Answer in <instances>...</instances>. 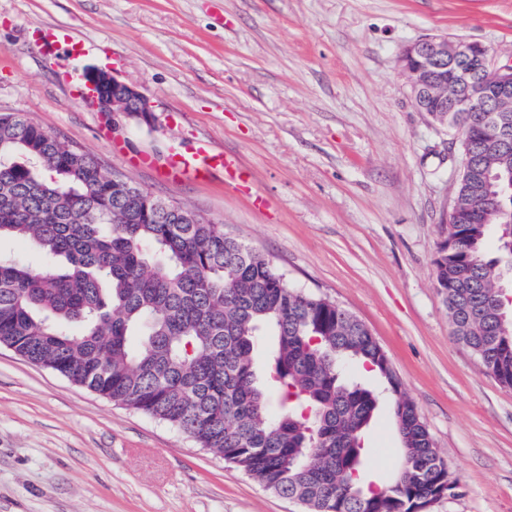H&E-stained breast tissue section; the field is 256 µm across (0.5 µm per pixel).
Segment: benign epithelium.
Here are the masks:
<instances>
[{"instance_id":"1","label":"benign epithelium","mask_w":512,"mask_h":512,"mask_svg":"<svg viewBox=\"0 0 512 512\" xmlns=\"http://www.w3.org/2000/svg\"><path fill=\"white\" fill-rule=\"evenodd\" d=\"M405 76L410 97L419 112H428L434 121L448 125V63L464 62L470 72H460L457 79L468 88L467 98L496 104L512 101V59L501 62L495 54L486 50L476 53V43L464 38L446 35L429 36L405 45L398 57ZM86 76L92 83L112 85V99L101 96L93 100L100 111L112 116V131L119 130L126 122L134 120L149 125L152 107L146 96L135 85L121 81L111 73L96 67H88ZM112 182L125 190H138L145 202V214L157 215L176 206L124 180L121 173L112 174Z\"/></svg>"}]
</instances>
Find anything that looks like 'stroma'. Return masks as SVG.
<instances>
[{"label":"stroma","instance_id":"1","mask_svg":"<svg viewBox=\"0 0 512 512\" xmlns=\"http://www.w3.org/2000/svg\"><path fill=\"white\" fill-rule=\"evenodd\" d=\"M71 28L78 61L138 88L151 126L104 140L31 33ZM444 34L512 56V0H0V110L77 143L109 172L222 223L288 287L349 311L377 340L448 466L429 512H512V388L452 334L435 260L463 155L416 111L397 57ZM205 139L247 190L164 182L130 157ZM266 200L265 209L252 205ZM372 479L400 440L388 408L366 435ZM0 512H304L166 423L0 346Z\"/></svg>","mask_w":512,"mask_h":512}]
</instances>
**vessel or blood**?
Returning <instances> with one entry per match:
<instances>
[{"label":"vessel or blood","instance_id":"obj_1","mask_svg":"<svg viewBox=\"0 0 512 512\" xmlns=\"http://www.w3.org/2000/svg\"><path fill=\"white\" fill-rule=\"evenodd\" d=\"M32 37L40 52L57 61L80 99L91 98L93 86L86 81L77 67L87 47L71 28L64 26H43L33 30ZM133 165L154 167L158 177L167 182L208 181L214 174H222L226 185L234 187L242 181L244 174L235 154L213 148L204 141L193 147L177 146L159 160L147 155L133 157Z\"/></svg>","mask_w":512,"mask_h":512}]
</instances>
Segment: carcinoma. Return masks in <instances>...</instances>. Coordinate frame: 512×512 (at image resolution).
<instances>
[{"instance_id":"cac0c4a2","label":"carcinoma","mask_w":512,"mask_h":512,"mask_svg":"<svg viewBox=\"0 0 512 512\" xmlns=\"http://www.w3.org/2000/svg\"><path fill=\"white\" fill-rule=\"evenodd\" d=\"M465 132L448 251L436 260L455 338L512 387V333L495 286L512 263L502 188L512 179V106L450 112ZM78 145L0 113V239L30 240L38 267L0 256V345L154 417L307 512H413L448 481L443 457L382 348L350 312L286 286L270 262L173 211L146 221L135 197ZM498 258L487 255L491 231ZM270 341L265 372L255 350ZM359 361L379 381L345 374ZM282 393L268 413L266 387ZM387 401L401 442L376 484L363 437ZM319 449L311 459L309 451Z\"/></svg>"}]
</instances>
